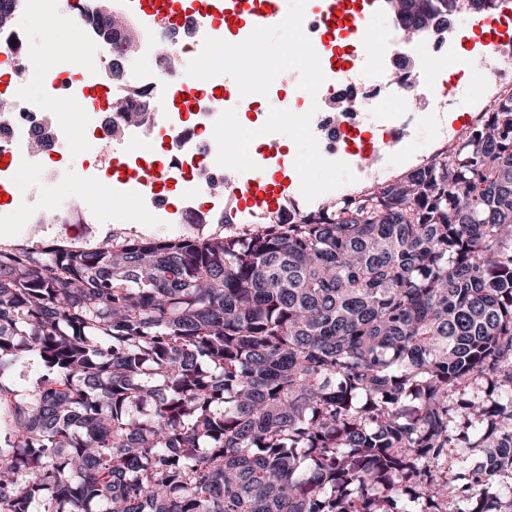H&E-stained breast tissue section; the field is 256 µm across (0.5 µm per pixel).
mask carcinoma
<instances>
[{
  "label": "carcinoma",
  "mask_w": 512,
  "mask_h": 512,
  "mask_svg": "<svg viewBox=\"0 0 512 512\" xmlns=\"http://www.w3.org/2000/svg\"><path fill=\"white\" fill-rule=\"evenodd\" d=\"M0 429V512H512V93L317 217L0 247Z\"/></svg>",
  "instance_id": "obj_1"
}]
</instances>
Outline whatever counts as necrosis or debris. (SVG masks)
Instances as JSON below:
<instances>
[{"instance_id": "necrosis-or-debris-1", "label": "necrosis or debris", "mask_w": 512, "mask_h": 512, "mask_svg": "<svg viewBox=\"0 0 512 512\" xmlns=\"http://www.w3.org/2000/svg\"><path fill=\"white\" fill-rule=\"evenodd\" d=\"M64 13L79 32L110 26L108 16L95 15L93 0H19L9 25L0 27V71L8 77L7 89L0 90V186L15 187L19 174L37 153L52 161L45 179L67 188L72 201L83 200L86 185L102 186L104 175L96 167L86 169L79 179L71 175L61 145L68 135L81 133L94 143L114 146L119 164L157 177L164 190L178 193L181 206L170 213L151 206L148 192L122 188L107 193L108 201H137L139 218L145 223L199 222L204 209L197 199L209 186L204 175L219 170L211 134L214 123L231 108L240 113L253 111L255 96L225 90L220 76L200 80L187 75L184 59L198 53V16L194 13L164 24L129 16L137 36L129 53L114 54L110 42L103 39L79 42L74 50L87 59L79 73L65 68L46 70L31 55L28 32L19 19L24 15L54 19ZM29 85L38 87L37 95L25 94ZM136 93L150 105L145 120L137 125L144 139L158 143V151L165 152L175 138L189 137L199 143V151L174 167L157 158V151L127 154L126 139H112L111 130L127 126L118 106ZM61 103L69 109L64 126L54 121Z\"/></svg>"}]
</instances>
